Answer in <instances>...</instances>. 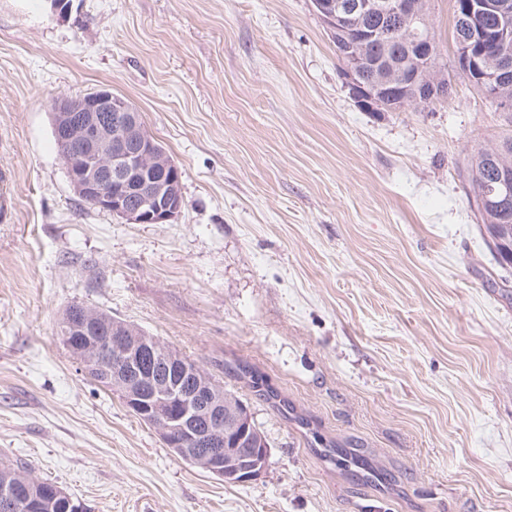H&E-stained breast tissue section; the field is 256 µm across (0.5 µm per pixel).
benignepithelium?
Instances as JSON below:
<instances>
[{
    "label": "benign epithelium",
    "instance_id": "1",
    "mask_svg": "<svg viewBox=\"0 0 512 512\" xmlns=\"http://www.w3.org/2000/svg\"><path fill=\"white\" fill-rule=\"evenodd\" d=\"M312 9L334 37L354 38L340 54L349 95L363 112L383 111V101L401 108L448 96L447 75L437 60L430 33L428 0H312ZM493 13L486 28L476 18ZM465 29L457 40L460 73L501 108H512L504 92L512 76V0H463ZM368 19L379 20L376 27ZM403 44V53L379 59L367 53L375 44ZM372 65L376 82L360 81ZM58 130L67 141L91 148L78 161L65 156L75 192L127 224H171L183 208L181 172L145 130L140 114L107 89L85 98L61 97L52 105ZM63 345L83 370L112 376V390L140 420L156 428L166 447L227 484L248 483L264 471L268 449L246 406L214 385L199 368L158 338L96 312L76 318L67 313L58 325ZM191 374L189 386L174 373ZM0 506L30 512L32 500L3 487ZM87 512L80 500L55 487L41 508Z\"/></svg>",
    "mask_w": 512,
    "mask_h": 512
}]
</instances>
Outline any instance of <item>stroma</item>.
<instances>
[{
	"instance_id": "35a3bbf8",
	"label": "stroma",
	"mask_w": 512,
	"mask_h": 512,
	"mask_svg": "<svg viewBox=\"0 0 512 512\" xmlns=\"http://www.w3.org/2000/svg\"><path fill=\"white\" fill-rule=\"evenodd\" d=\"M431 14L448 99L376 113L311 0H0L1 460L91 512H512V263L461 176L511 123ZM101 87L179 167L175 223L75 194L51 103ZM73 303L239 398L261 476L174 457L59 341Z\"/></svg>"
}]
</instances>
